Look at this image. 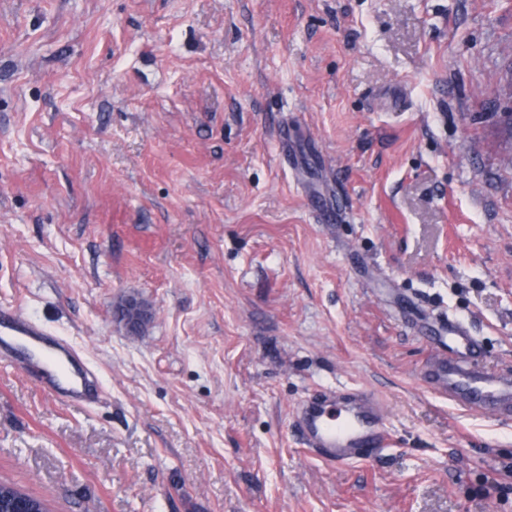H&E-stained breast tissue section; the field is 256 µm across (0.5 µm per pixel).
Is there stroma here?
Listing matches in <instances>:
<instances>
[{
  "mask_svg": "<svg viewBox=\"0 0 512 512\" xmlns=\"http://www.w3.org/2000/svg\"><path fill=\"white\" fill-rule=\"evenodd\" d=\"M511 105L512 0H0V304L99 385L70 405L0 352V481L50 512H512V421L423 378L444 315L512 370ZM358 387L390 444L325 462L294 409ZM151 315L149 305L136 297L127 298L122 304L121 316L131 332L140 330Z\"/></svg>",
  "mask_w": 512,
  "mask_h": 512,
  "instance_id": "obj_1",
  "label": "stroma"
}]
</instances>
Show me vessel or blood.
Instances as JSON below:
<instances>
[{
    "instance_id": "obj_1",
    "label": "vessel or blood",
    "mask_w": 512,
    "mask_h": 512,
    "mask_svg": "<svg viewBox=\"0 0 512 512\" xmlns=\"http://www.w3.org/2000/svg\"><path fill=\"white\" fill-rule=\"evenodd\" d=\"M438 330L452 344L429 362L424 373L428 386L455 403L512 420V373L491 372L480 364L476 341L461 322L441 321ZM1 348L42 366L52 378L51 391L62 401H92V372L81 353L20 309L0 307ZM386 414L384 402L372 391L327 390L298 407L296 426L306 448L328 462L345 463L383 447Z\"/></svg>"
}]
</instances>
